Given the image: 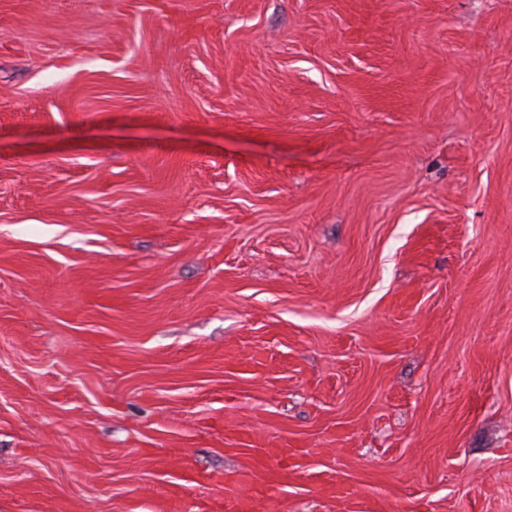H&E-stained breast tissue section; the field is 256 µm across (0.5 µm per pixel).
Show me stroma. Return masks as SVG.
I'll list each match as a JSON object with an SVG mask.
<instances>
[{"mask_svg": "<svg viewBox=\"0 0 512 512\" xmlns=\"http://www.w3.org/2000/svg\"><path fill=\"white\" fill-rule=\"evenodd\" d=\"M211 507L512 512V0H0V512Z\"/></svg>", "mask_w": 512, "mask_h": 512, "instance_id": "35a3bbf8", "label": "stroma"}]
</instances>
